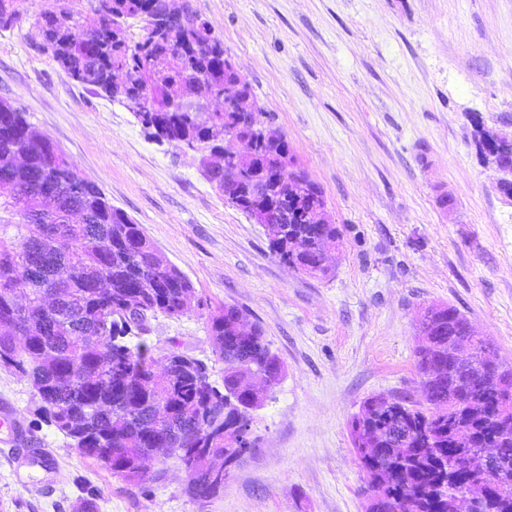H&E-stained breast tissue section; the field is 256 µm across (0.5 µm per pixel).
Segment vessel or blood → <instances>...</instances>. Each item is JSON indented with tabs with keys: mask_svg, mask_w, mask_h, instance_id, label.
I'll return each instance as SVG.
<instances>
[{
	"mask_svg": "<svg viewBox=\"0 0 512 512\" xmlns=\"http://www.w3.org/2000/svg\"><path fill=\"white\" fill-rule=\"evenodd\" d=\"M0 447L12 463L21 467H39L50 471L54 459L46 449L37 445L36 438L25 427L15 405L9 400H0Z\"/></svg>",
	"mask_w": 512,
	"mask_h": 512,
	"instance_id": "obj_1",
	"label": "vessel or blood"
}]
</instances>
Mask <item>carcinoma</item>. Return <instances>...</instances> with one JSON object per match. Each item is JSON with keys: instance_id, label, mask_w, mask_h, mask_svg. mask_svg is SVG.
Masks as SVG:
<instances>
[{"instance_id": "carcinoma-1", "label": "carcinoma", "mask_w": 512, "mask_h": 512, "mask_svg": "<svg viewBox=\"0 0 512 512\" xmlns=\"http://www.w3.org/2000/svg\"><path fill=\"white\" fill-rule=\"evenodd\" d=\"M20 0H0V28L17 21ZM42 48L76 82L126 105L145 136L185 140L205 151L206 180L250 214L251 197L296 198L276 210L283 235H269L282 263L310 277L335 270L321 250L339 239L335 224H302L296 209L325 205L320 186L301 169L288 140L262 139L251 86L224 111L193 108L208 93L224 95V42L188 0H66L40 13ZM123 89L113 88L115 80ZM251 127L250 156L221 160L224 136ZM278 163L289 178L275 177ZM200 305L190 279L160 253L141 225L82 175L12 103L0 100V366L27 378L47 423L78 453L133 484L160 451L178 460L197 501L224 492L190 465L211 449L229 467L233 444L250 428L261 388L282 378L283 364L247 314L224 306L207 313L217 360L230 365L223 384L208 366L174 350L156 351L129 333L149 332L162 314L180 318ZM416 367L429 408L370 397L350 422L352 446L379 491L365 512H470L460 487L483 485L484 512H512V495L492 492L489 475L512 472V366L491 357L495 346L449 305L424 308ZM478 448L494 465L460 466Z\"/></svg>"}]
</instances>
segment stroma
I'll use <instances>...</instances> for the list:
<instances>
[{"label":"stroma","instance_id":"obj_1","mask_svg":"<svg viewBox=\"0 0 512 512\" xmlns=\"http://www.w3.org/2000/svg\"><path fill=\"white\" fill-rule=\"evenodd\" d=\"M63 4L22 0L0 29V98L141 224L204 302L243 309L285 373L252 413L251 454L200 504L174 458L136 485L81 457L30 382L0 368V398L57 466L17 472L0 455V512H72L90 495L98 512H365L349 421L371 396L423 404L422 307H455L512 364V203L474 144L478 120L512 134V0H190L324 192L341 233L327 279L281 263L264 228L202 176L199 152L148 140L128 107L43 51L34 17ZM146 339L221 380L204 312L157 316Z\"/></svg>","mask_w":512,"mask_h":512}]
</instances>
